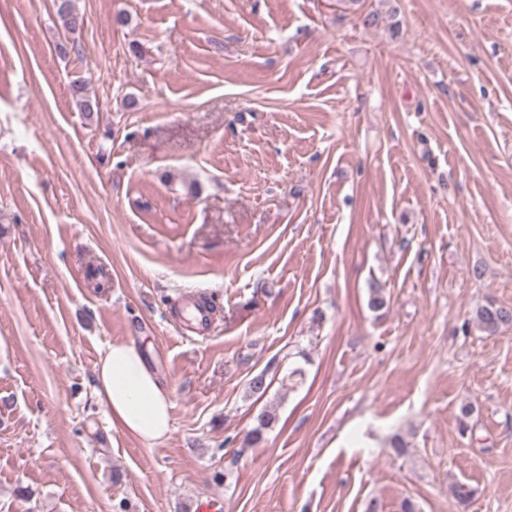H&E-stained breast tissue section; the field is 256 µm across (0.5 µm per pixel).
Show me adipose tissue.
<instances>
[{
  "instance_id": "obj_1",
  "label": "adipose tissue",
  "mask_w": 512,
  "mask_h": 512,
  "mask_svg": "<svg viewBox=\"0 0 512 512\" xmlns=\"http://www.w3.org/2000/svg\"><path fill=\"white\" fill-rule=\"evenodd\" d=\"M93 375L95 394L113 426L150 444L168 436L170 391L148 368L136 343L123 340L107 344Z\"/></svg>"
}]
</instances>
